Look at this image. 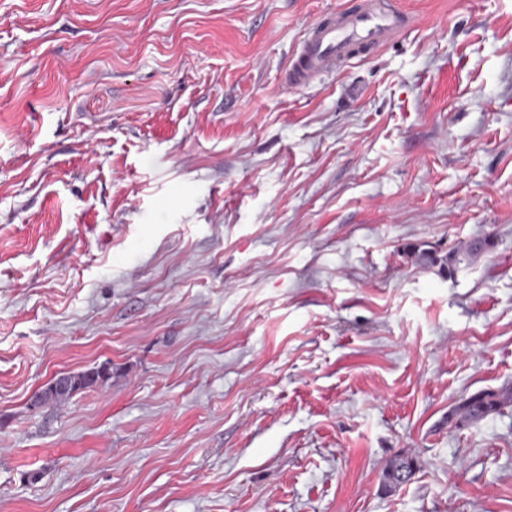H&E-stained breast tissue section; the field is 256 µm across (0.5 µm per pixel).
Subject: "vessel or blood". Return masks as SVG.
<instances>
[{"label": "vessel or blood", "mask_w": 512, "mask_h": 512, "mask_svg": "<svg viewBox=\"0 0 512 512\" xmlns=\"http://www.w3.org/2000/svg\"><path fill=\"white\" fill-rule=\"evenodd\" d=\"M411 17L393 0H358L308 26L285 74L288 87L308 86L406 29Z\"/></svg>", "instance_id": "vessel-or-blood-1"}]
</instances>
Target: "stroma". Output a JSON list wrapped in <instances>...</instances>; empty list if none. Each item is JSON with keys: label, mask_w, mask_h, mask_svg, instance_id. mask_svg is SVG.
<instances>
[{"label": "stroma", "mask_w": 512, "mask_h": 512, "mask_svg": "<svg viewBox=\"0 0 512 512\" xmlns=\"http://www.w3.org/2000/svg\"><path fill=\"white\" fill-rule=\"evenodd\" d=\"M349 2L0 0V512H512V0ZM318 19L304 31L285 74L289 88L306 87L359 54L379 48L412 18L392 0H362ZM491 239L485 237L483 241H473L463 251H450L448 255L438 256L431 250H420L417 247H409L408 251L413 254L417 261L425 265H439L442 269H448L452 273L458 264L469 262L482 254L491 244ZM75 384L69 388H57L46 386L35 396V404L42 405L48 402L62 403L66 401L73 393L89 387H102L111 378V373L106 368L96 370H87L71 374ZM512 403L510 388L472 394L453 409L460 421H477ZM417 468L416 462L408 457H396L385 466L382 479L385 486L396 488L408 482Z\"/></svg>", "instance_id": "35a3bbf8"}]
</instances>
